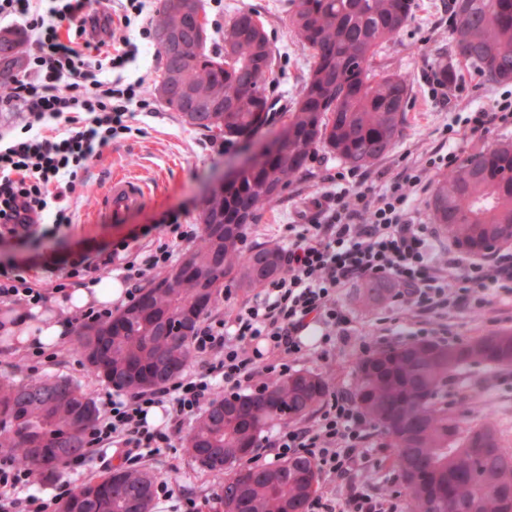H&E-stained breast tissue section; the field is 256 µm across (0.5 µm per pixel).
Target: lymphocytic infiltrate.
Here are the masks:
<instances>
[{"mask_svg": "<svg viewBox=\"0 0 512 512\" xmlns=\"http://www.w3.org/2000/svg\"><path fill=\"white\" fill-rule=\"evenodd\" d=\"M153 0H114L111 12L92 10L90 0H0V20L21 24L35 51L10 79L5 95L21 114L19 127L0 131V241L54 239L70 221L69 196L79 174L112 140L131 133L130 118L147 108L149 72L130 76L142 42L151 40L147 15ZM474 136L512 128V93L456 119ZM455 150L434 152L407 165L379 186H361L345 175L332 179L306 223L288 227L283 248L286 272L266 283L232 317H210L191 341L202 368L161 387L125 392L110 399L88 430L92 449L114 448L127 464L173 447L175 437L214 401L217 390L235 395L257 386L264 375L282 374L311 348L328 350L346 340L349 313L338 300L346 284L381 278L394 281L397 308L425 316L438 310L482 309L491 302L512 306V253L486 262L448 246L438 260L436 228L425 223L411 198L427 186L432 170L454 168ZM195 224H172L141 258L127 256L120 241L68 258L70 276L99 283L100 270H119L129 299L141 285L175 261L181 244L200 237ZM0 301L28 307L46 303L21 267L0 265ZM319 333L317 345L307 341ZM164 410L154 425L152 408ZM371 423L350 392L333 395L310 426H288L267 437L275 460L307 457L329 481L345 485L337 500L316 498L314 512H396L393 499L348 484L351 472L371 460ZM29 468L0 457V512H55L68 497L70 481L55 484L51 497L30 492Z\"/></svg>", "mask_w": 512, "mask_h": 512, "instance_id": "f902f5d3", "label": "lymphocytic infiltrate"}]
</instances>
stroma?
I'll return each mask as SVG.
<instances>
[{
	"label": "stroma",
	"mask_w": 512,
	"mask_h": 512,
	"mask_svg": "<svg viewBox=\"0 0 512 512\" xmlns=\"http://www.w3.org/2000/svg\"><path fill=\"white\" fill-rule=\"evenodd\" d=\"M287 4L288 0H203L212 31H221L227 16L238 9L253 10L263 20L277 56L275 74L267 91L280 107L267 125L249 138L229 145L222 137L185 125L159 98L155 81L162 76V60L157 48H149L138 64L153 71L154 80L146 86L150 106L135 112L131 134L112 141L104 148L101 158L81 172L76 191L69 200L71 222L63 228L60 240L43 245L33 240L6 245L0 247V254L24 259L27 279L49 293L57 276L42 267L40 254L62 262L71 251L130 238L148 225L167 224L174 219L182 224L196 223L204 196L227 171L273 138L286 120L282 105L292 104L300 93L312 59L291 37ZM451 4L452 0H413L410 21L375 59L377 67L408 78L411 100L401 138L388 154L368 167L370 175L391 173L400 165L424 161L439 145L442 129L456 115L489 106L506 90L505 84L486 81L475 69L453 57L448 27ZM443 63L454 66L457 81L448 87L447 98L441 99L432 96L426 76ZM115 170L135 175L148 183L154 194L146 206L128 214L122 223L95 221L110 174ZM348 170L343 162L317 152L307 170L249 224L248 246H284L288 241V225L302 223L314 201L328 189L329 177ZM357 289V284L351 283L338 293L339 301L352 319L348 340L337 343L325 355L310 352L294 365L295 370L326 376L336 392L353 390L355 361L361 346L377 348L394 341L388 323L397 314L392 303L363 307L355 299ZM445 326L464 342L512 329V313H499L491 307L483 312L461 313L445 321L437 319L431 324L435 330ZM57 350V361L36 374L27 370L22 353L10 349L0 352V380L20 384L37 377L67 378L76 381L97 403H105L113 389L87 369L74 339L59 343ZM499 375V369L483 365L462 369L449 378L437 402L449 411L460 413L471 424L492 423L504 448L512 450V384L500 381ZM192 431V425H185L174 447L145 458L140 465L142 471L153 474L157 481L167 482L173 490L172 502L154 503L153 512H173V502L188 497L200 501L203 512H221L218 493L224 476L204 470L188 452L187 440ZM369 448L371 461L352 475V482L375 493L385 491L389 496H398L401 490L398 472L389 449L380 445L379 433H372ZM121 465L111 450L101 449L71 461L69 467L63 468L61 477L78 486Z\"/></svg>",
	"instance_id": "obj_1"
}]
</instances>
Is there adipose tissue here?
Listing matches in <instances>:
<instances>
[{
  "mask_svg": "<svg viewBox=\"0 0 512 512\" xmlns=\"http://www.w3.org/2000/svg\"><path fill=\"white\" fill-rule=\"evenodd\" d=\"M126 298L125 285L113 275L92 288L69 290L67 296L55 298L47 307H21L6 313L1 318L5 325L0 328V334L14 337L20 350L38 342L51 345L72 331L63 317L64 312L80 311L93 302L112 307L124 303Z\"/></svg>",
  "mask_w": 512,
  "mask_h": 512,
  "instance_id": "1",
  "label": "adipose tissue"
}]
</instances>
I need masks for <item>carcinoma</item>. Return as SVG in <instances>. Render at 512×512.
<instances>
[{
  "mask_svg": "<svg viewBox=\"0 0 512 512\" xmlns=\"http://www.w3.org/2000/svg\"><path fill=\"white\" fill-rule=\"evenodd\" d=\"M160 0L159 24L179 27L182 17ZM289 27L311 52L313 65L288 112L286 131L253 158L234 182L211 190L198 214L201 240L155 286L114 318L78 332L76 350L87 368L109 386L148 390L180 376L191 359L190 341L200 319L217 301L224 281L241 290L286 272L274 246L244 250L246 225L275 202L319 150L353 169L371 166L399 141L410 102V83L397 72H376L372 62L409 21L412 0H289ZM452 52L491 82L512 81V0H453ZM211 37L190 40L173 59L161 49L163 72L178 67L196 97L217 104V121L196 128L232 142L267 124L273 103L267 81L274 72L272 42L260 16L249 9L224 21V50L207 49ZM434 220L460 247L479 246L512 229V142L467 157L436 183L427 202ZM266 264L269 272L258 274ZM396 284L371 279L361 300L377 305ZM512 368V331L456 344L414 341L382 346L357 361L354 401L381 430L384 447L408 497V512H432L426 493L451 494L467 512H503L512 493V452L493 425L469 424L436 405L448 377L466 366ZM330 385L322 375L298 371L255 394H239L224 409L214 401L188 444L204 469L225 474L224 485H244L238 512H288L309 508L320 475L308 458L262 467L244 478L238 466L258 447L262 433L317 411ZM394 410L419 421L405 443L387 426ZM96 401L70 380L23 384L0 380V442L15 460L47 478L84 455L85 434L96 422ZM489 438L499 456L473 459L471 434ZM57 463L47 466L43 458ZM468 466V476L457 471ZM154 478L118 469L85 483L58 512H150Z\"/></svg>",
  "mask_w": 512,
  "mask_h": 512,
  "instance_id": "carcinoma-1",
  "label": "carcinoma"
}]
</instances>
